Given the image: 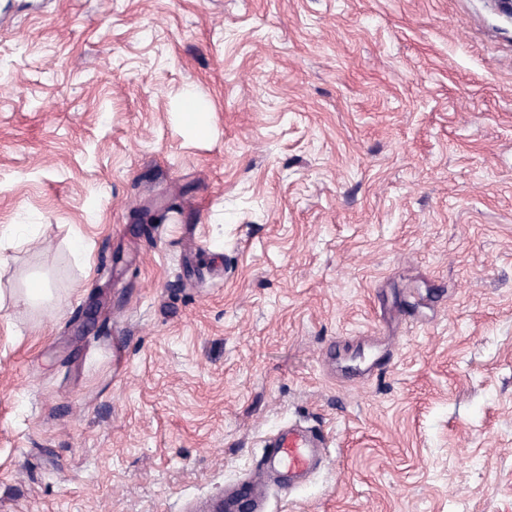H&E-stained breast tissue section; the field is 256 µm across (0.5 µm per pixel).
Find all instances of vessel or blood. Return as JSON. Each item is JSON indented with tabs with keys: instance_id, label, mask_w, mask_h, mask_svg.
Here are the masks:
<instances>
[{
	"instance_id": "vessel-or-blood-1",
	"label": "vessel or blood",
	"mask_w": 512,
	"mask_h": 512,
	"mask_svg": "<svg viewBox=\"0 0 512 512\" xmlns=\"http://www.w3.org/2000/svg\"><path fill=\"white\" fill-rule=\"evenodd\" d=\"M327 443L322 434L297 424L284 427L268 442L258 482L274 480L288 489L304 483L320 467Z\"/></svg>"
}]
</instances>
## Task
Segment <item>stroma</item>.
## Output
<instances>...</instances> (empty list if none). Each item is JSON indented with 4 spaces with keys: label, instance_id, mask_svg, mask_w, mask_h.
<instances>
[{
    "label": "stroma",
    "instance_id": "35a3bbf8",
    "mask_svg": "<svg viewBox=\"0 0 512 512\" xmlns=\"http://www.w3.org/2000/svg\"><path fill=\"white\" fill-rule=\"evenodd\" d=\"M1 224L0 512H512L496 0H0ZM182 110L179 115L186 124L200 134L207 132V112L199 107L191 98L182 99ZM326 447L324 436L309 427H284L266 445L268 450L257 470L258 483L273 479L283 487L295 489L320 467Z\"/></svg>",
    "mask_w": 512,
    "mask_h": 512
}]
</instances>
